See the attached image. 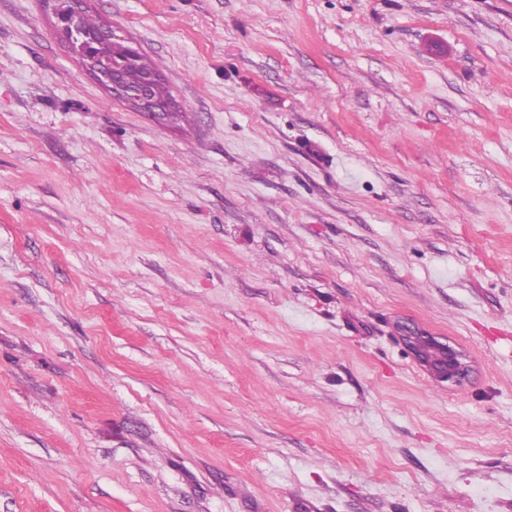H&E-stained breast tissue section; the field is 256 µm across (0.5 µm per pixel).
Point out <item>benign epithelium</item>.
Wrapping results in <instances>:
<instances>
[{"mask_svg": "<svg viewBox=\"0 0 512 512\" xmlns=\"http://www.w3.org/2000/svg\"><path fill=\"white\" fill-rule=\"evenodd\" d=\"M51 4L55 18L54 28L58 35L71 34L66 46L83 66L94 75L96 80L106 87L112 96L121 102H135L141 111L155 120L163 122L172 112V105L156 102L149 93L151 79H146L140 86L131 88L124 83L123 70L138 53V49L129 47V54L124 59H101L97 54L98 43L115 36L110 26H103L96 31H88L82 26L83 14L87 11V0H44ZM400 340L409 353L425 367L436 381L449 385L464 383L469 374L466 354L451 345L447 340L431 336L421 329L409 324H397Z\"/></svg>", "mask_w": 512, "mask_h": 512, "instance_id": "benign-epithelium-1", "label": "benign epithelium"}]
</instances>
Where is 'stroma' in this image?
<instances>
[{
    "mask_svg": "<svg viewBox=\"0 0 512 512\" xmlns=\"http://www.w3.org/2000/svg\"><path fill=\"white\" fill-rule=\"evenodd\" d=\"M89 12L186 117L0 0V512H512V0ZM400 340L409 353L425 367L436 381L448 385H461L469 374L466 354L446 339L430 336L409 323H398ZM431 346L439 347L441 354L435 363L429 359Z\"/></svg>",
    "mask_w": 512,
    "mask_h": 512,
    "instance_id": "35a3bbf8",
    "label": "stroma"
}]
</instances>
